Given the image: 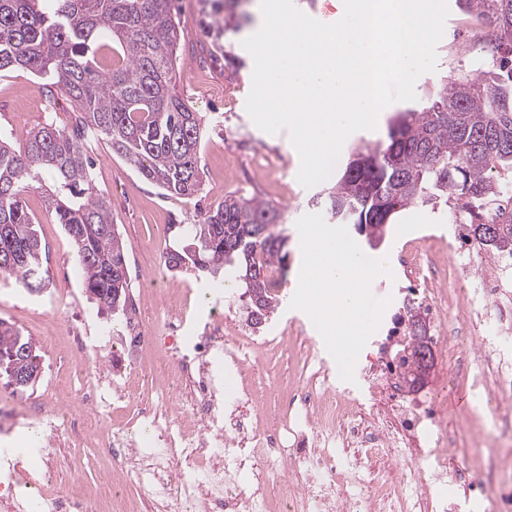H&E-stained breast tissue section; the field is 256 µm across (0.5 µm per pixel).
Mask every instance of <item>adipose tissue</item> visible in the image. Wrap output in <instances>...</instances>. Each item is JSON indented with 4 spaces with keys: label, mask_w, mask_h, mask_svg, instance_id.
<instances>
[{
    "label": "adipose tissue",
    "mask_w": 512,
    "mask_h": 512,
    "mask_svg": "<svg viewBox=\"0 0 512 512\" xmlns=\"http://www.w3.org/2000/svg\"><path fill=\"white\" fill-rule=\"evenodd\" d=\"M304 247L309 261L301 275L304 300L328 333L345 332V323L361 308L359 286L383 274V265L369 264L336 230H308Z\"/></svg>",
    "instance_id": "ef3b65f1"
}]
</instances>
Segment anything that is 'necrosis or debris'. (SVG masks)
Here are the masks:
<instances>
[{"label": "necrosis or debris", "mask_w": 512, "mask_h": 512, "mask_svg": "<svg viewBox=\"0 0 512 512\" xmlns=\"http://www.w3.org/2000/svg\"><path fill=\"white\" fill-rule=\"evenodd\" d=\"M453 265L474 270L466 296L470 306L485 307L486 323L512 324V308L496 303L512 291V256L491 257L470 247L457 250ZM142 286L145 296L171 287L179 292L163 335L155 339L161 353L151 363L162 397L146 399L140 387L147 336L143 299L135 302L139 317L127 321L123 335L84 316L66 328L71 349L87 359L78 389L81 416L40 405L16 418L4 403L0 437L24 428L49 442L62 434L79 442L90 426H100L115 476L149 487L153 512H272L269 466L278 460L288 466L275 498L279 512H447V504L422 481L427 471L470 488L468 473L455 469L448 456L445 417L434 390L417 396L407 387L404 331L395 330L386 351L370 359L369 386L358 394L338 390L312 349L300 351L304 376L281 412L268 419L249 413L258 398L249 384L242 386L237 405L225 408L219 369H244L250 354L274 349L279 337L242 327L227 332L217 302L198 320L190 281L171 284L164 271ZM469 382L477 391L493 388L501 418H512V359L500 360L493 381L475 372ZM116 412L127 413L128 421L113 425ZM143 435L150 436V449L137 448ZM48 455L42 447L25 456L0 448V503L10 512L20 504V487L28 491V512H123L94 497L46 495L41 478ZM247 468L253 479L243 489L239 475Z\"/></svg>", "instance_id": "obj_1"}]
</instances>
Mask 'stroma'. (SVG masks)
I'll return each instance as SVG.
<instances>
[{"mask_svg":"<svg viewBox=\"0 0 512 512\" xmlns=\"http://www.w3.org/2000/svg\"><path fill=\"white\" fill-rule=\"evenodd\" d=\"M259 0H241L238 12L244 13L238 33L227 34L223 43L234 54V61L209 55L204 26L223 20L206 0H174L173 12L180 30L176 90L181 98L211 121L204 137L200 157L202 186L193 196L163 193L146 181L138 170L112 154L105 144L93 143V179L97 189L112 205V221L126 245L128 262L137 264L143 275H152L163 264V252L154 248L156 238H163L165 250L179 247L176 227L195 224L228 193L255 196L281 208L284 228L289 237L288 274L278 288L280 302L264 329L283 333L277 348L256 357L246 373L258 388L264 389L266 409L279 405L280 396L292 388L299 376L297 347L289 330L301 331L311 339L319 358L330 368L337 387L357 391L364 387L363 362L380 345L386 330L398 312L401 299L411 283L398 256L406 244L448 245L458 240V224L448 216L445 205L435 208L416 206L398 215L389 228L382 246L371 249L354 235L351 227L338 225V232L360 248L369 261H385L380 277L363 283V307L358 313L365 330L353 353L348 370H341L336 347L323 329L300 304V273L307 255L303 250L304 231L310 224H329L318 198L326 184L304 188L297 180L300 160L287 133L269 134L259 129L246 112V98L252 85L254 62L242 42L258 29L255 6ZM491 56L475 26L458 8H451L444 34L437 46L436 70L420 76L414 86L416 105L432 99L445 78L470 73L488 65ZM76 106L62 95L47 96L44 81L24 68L0 73V131L7 133L14 146H22L29 131L49 123L69 128L75 122ZM269 153L277 161L272 171L254 169L255 152ZM27 208L37 218V229L49 250L50 281L39 293H31L18 281L0 276V319L19 328L39 346L42 355H53L56 363V402L60 411L75 414L76 391L85 366L83 357L74 354L64 335L56 330L50 313L66 314L62 300L71 290H78V301L87 312L95 306L81 292L82 271L75 260L69 238L55 224L39 192L24 196ZM436 270L445 272L450 286L444 289L445 306L451 313L447 351L437 354V372L444 374L447 385L440 402L448 418V430L455 439L454 450L468 462L480 484L496 483L505 462L481 442L484 432L496 431L500 422L488 396L475 392L468 376L475 368L474 352L481 342L493 344L497 353L512 358V332L474 333L457 315L465 302L467 277L456 272L448 255L435 259ZM111 462L97 448L63 446L56 451L53 468L43 483L46 493L73 496L98 490L107 478Z\"/></svg>","mask_w":512,"mask_h":512,"instance_id":"stroma-1","label":"stroma"}]
</instances>
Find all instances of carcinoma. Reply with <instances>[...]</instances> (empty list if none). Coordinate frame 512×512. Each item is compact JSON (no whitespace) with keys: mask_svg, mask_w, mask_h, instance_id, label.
<instances>
[{"mask_svg":"<svg viewBox=\"0 0 512 512\" xmlns=\"http://www.w3.org/2000/svg\"><path fill=\"white\" fill-rule=\"evenodd\" d=\"M466 16L493 29L491 64L443 83L421 109L397 113L386 139L353 155L328 188L326 212L367 240L386 237L402 211L448 206L468 238L487 254L512 253V0H456ZM105 34L122 55L105 72L97 40ZM178 29L172 0H0V72L23 67L50 79L79 110L73 129L53 124L32 129L22 149L0 132V274L30 292L48 281L46 247L23 194L42 190L45 209L62 225L83 271V288L98 312L129 316V279L120 233L109 200L95 187L87 137L137 167L158 188L192 195L202 182L200 151L209 119L178 95L174 72ZM51 183L41 184V175ZM282 211L255 197L227 195L197 224L182 225L184 246L165 263L189 260L203 275L225 270L248 297L251 324L277 306L269 266L288 271ZM121 291L119 300L114 293ZM398 321L409 337L406 380L413 385L431 347L425 311L403 299ZM42 355L32 338L0 319V375H39Z\"/></svg>","mask_w":512,"mask_h":512,"instance_id":"obj_1","label":"carcinoma"}]
</instances>
